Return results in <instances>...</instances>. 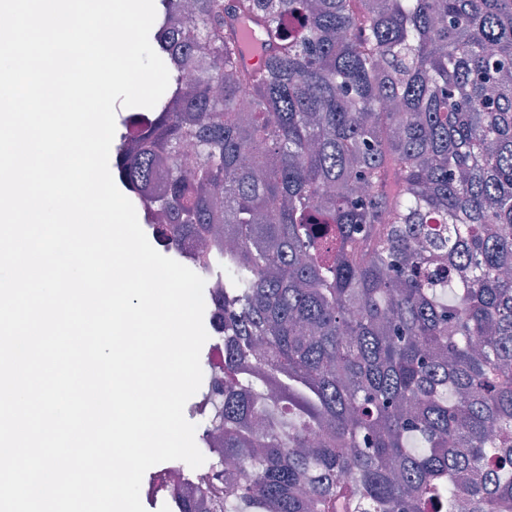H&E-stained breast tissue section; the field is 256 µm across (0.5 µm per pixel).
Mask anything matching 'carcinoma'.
<instances>
[{"label": "carcinoma", "instance_id": "carcinoma-1", "mask_svg": "<svg viewBox=\"0 0 512 512\" xmlns=\"http://www.w3.org/2000/svg\"><path fill=\"white\" fill-rule=\"evenodd\" d=\"M161 2L172 90L117 154L165 172L136 204L171 246L240 241L208 296L220 447L195 497L156 488L177 512H512V0Z\"/></svg>", "mask_w": 512, "mask_h": 512}]
</instances>
